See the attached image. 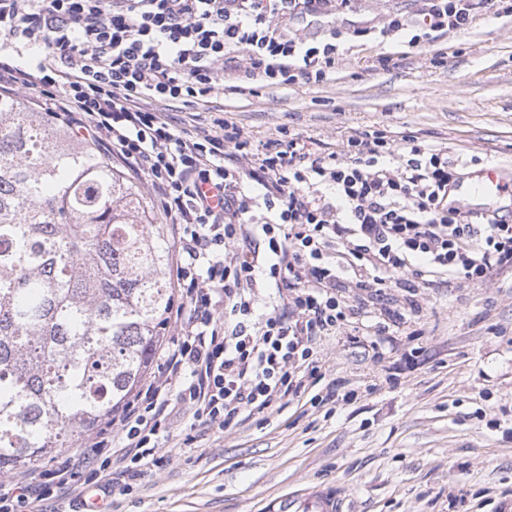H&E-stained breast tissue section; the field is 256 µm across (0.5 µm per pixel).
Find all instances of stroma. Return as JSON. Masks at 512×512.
Segmentation results:
<instances>
[{"instance_id": "35a3bbf8", "label": "stroma", "mask_w": 512, "mask_h": 512, "mask_svg": "<svg viewBox=\"0 0 512 512\" xmlns=\"http://www.w3.org/2000/svg\"><path fill=\"white\" fill-rule=\"evenodd\" d=\"M418 8L357 0L352 12L292 20L317 41L340 31L341 62L323 81L257 77L252 94L189 110L207 126L235 123L255 149L298 135L333 151L377 128L447 149L464 163L460 179L486 162L512 177V15L477 11L466 29L411 50L380 33L387 15L411 22ZM369 324L317 342L319 373L300 396L222 429L173 414L165 465L130 489L115 476L112 512H267L315 486L344 512H512V273L491 289L428 290L395 349L374 348Z\"/></svg>"}]
</instances>
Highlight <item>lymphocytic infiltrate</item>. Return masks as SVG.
I'll list each match as a JSON object with an SVG mask.
<instances>
[{
	"label": "lymphocytic infiltrate",
	"mask_w": 512,
	"mask_h": 512,
	"mask_svg": "<svg viewBox=\"0 0 512 512\" xmlns=\"http://www.w3.org/2000/svg\"><path fill=\"white\" fill-rule=\"evenodd\" d=\"M355 0H0V91H35L55 118L101 143L144 177L174 253L176 334L160 349L113 426L39 481L0 482V512H48L70 492L111 501L113 475L162 467L157 448L173 407L207 429L297 396L318 371L317 337L368 316L400 288L477 284L512 269V223L449 202L456 172L445 149L413 135L366 130L330 153L298 137L248 152L234 123L187 129L157 102L187 105L222 93L231 54L244 76L274 84L322 80L336 42L289 32L298 14L350 9ZM418 25L464 28L473 10L504 0H421ZM36 56L17 63L12 52ZM275 289L268 307L259 290ZM365 297L353 306L342 289Z\"/></svg>",
	"instance_id": "obj_1"
}]
</instances>
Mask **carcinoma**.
I'll use <instances>...</instances> for the list:
<instances>
[{"label":"carcinoma","instance_id":"cac0c4a2","mask_svg":"<svg viewBox=\"0 0 512 512\" xmlns=\"http://www.w3.org/2000/svg\"><path fill=\"white\" fill-rule=\"evenodd\" d=\"M169 266L139 187L0 97V477L75 447L137 392L167 330Z\"/></svg>","mask_w":512,"mask_h":512}]
</instances>
